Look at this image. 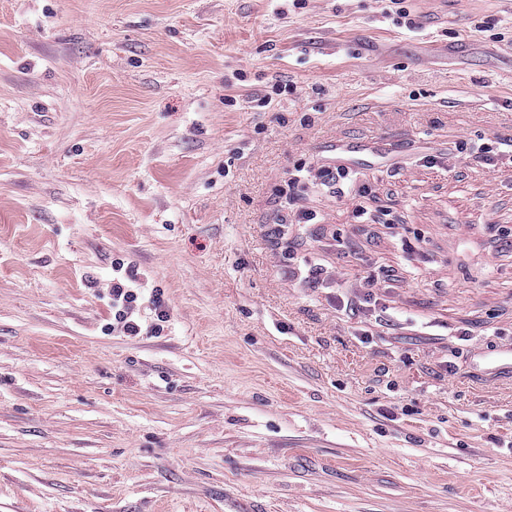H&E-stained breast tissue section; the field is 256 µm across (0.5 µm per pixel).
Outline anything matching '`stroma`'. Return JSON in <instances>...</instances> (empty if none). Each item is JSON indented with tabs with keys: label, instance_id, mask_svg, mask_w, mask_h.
Here are the masks:
<instances>
[{
	"label": "stroma",
	"instance_id": "1",
	"mask_svg": "<svg viewBox=\"0 0 512 512\" xmlns=\"http://www.w3.org/2000/svg\"><path fill=\"white\" fill-rule=\"evenodd\" d=\"M511 47L512 0H0V512H512ZM133 276L126 281L113 279L110 288L112 295V326L114 321L117 328L120 327L124 333L136 336L141 331L138 321L139 306L137 305L138 294L133 288Z\"/></svg>",
	"mask_w": 512,
	"mask_h": 512
}]
</instances>
